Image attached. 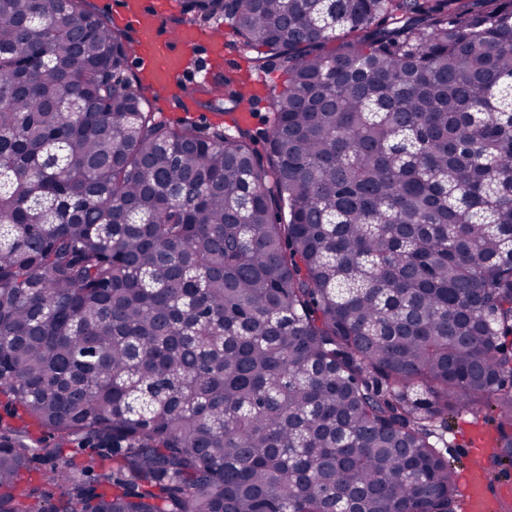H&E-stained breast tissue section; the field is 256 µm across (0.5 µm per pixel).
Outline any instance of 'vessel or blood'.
<instances>
[{"instance_id": "obj_1", "label": "vessel or blood", "mask_w": 512, "mask_h": 512, "mask_svg": "<svg viewBox=\"0 0 512 512\" xmlns=\"http://www.w3.org/2000/svg\"><path fill=\"white\" fill-rule=\"evenodd\" d=\"M122 23L132 33L134 55L142 63V84L150 95L182 100L186 73L208 81L213 65L224 57L225 43L202 27L163 26L150 0H122ZM474 489L467 494L468 512H488L490 506L512 497V476L503 475L486 486L481 472L473 474Z\"/></svg>"}]
</instances>
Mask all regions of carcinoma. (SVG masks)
<instances>
[{
    "label": "carcinoma",
    "instance_id": "obj_1",
    "mask_svg": "<svg viewBox=\"0 0 512 512\" xmlns=\"http://www.w3.org/2000/svg\"><path fill=\"white\" fill-rule=\"evenodd\" d=\"M221 20L285 75L263 157L89 0H0V512H465L451 419L512 466V0L176 22ZM488 419L492 432H494L495 423L489 418L488 412H483L480 416L473 417L472 415L462 416L455 419L448 428V432L444 433V443L440 444L443 450L448 451V457L455 459V466L457 470L458 479L460 474L471 468L469 457L475 462H479L483 458V449L479 447L477 442H472L467 448L466 457L461 448L463 444L469 440V425L480 424L482 418ZM447 446V448H446Z\"/></svg>",
    "mask_w": 512,
    "mask_h": 512
}]
</instances>
